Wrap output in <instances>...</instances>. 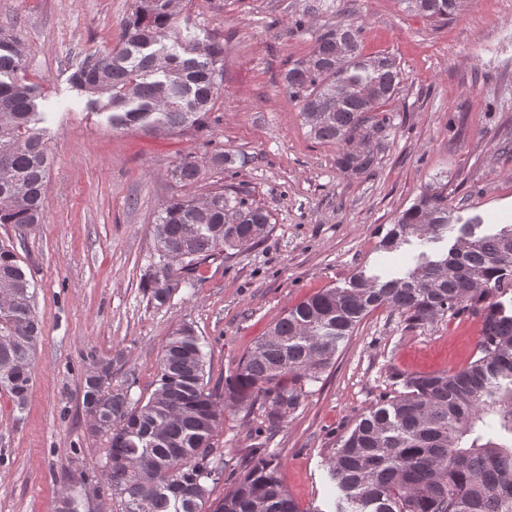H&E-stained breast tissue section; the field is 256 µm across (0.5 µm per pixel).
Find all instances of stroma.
<instances>
[{"mask_svg": "<svg viewBox=\"0 0 512 512\" xmlns=\"http://www.w3.org/2000/svg\"><path fill=\"white\" fill-rule=\"evenodd\" d=\"M134 5L0 0V28L21 45L50 157L42 223L22 238L0 224V246L14 247L36 285L42 323L25 408L0 388V512H56L79 472L98 488L84 512H122L103 474L107 438L91 431L82 405L88 352L111 358L113 384L134 376L130 396L145 399L163 346L189 324L205 343L209 386L220 391L288 308L359 271L405 265L406 251L380 244L426 186L446 188L459 220L512 224V13L501 0H467L445 25L409 14L401 0H179L181 36L223 43V80L203 125L157 134L112 129L72 80L89 54L118 43ZM347 21L362 25L365 54L395 56L404 76L384 106L392 130L371 176L337 168V146L309 137L282 85L319 33ZM220 151L235 163L214 166ZM188 155L203 167L192 184L173 175ZM218 189L268 211L270 232L211 257L194 286L154 305L145 275L158 213ZM481 328L472 309L417 328L383 307L362 320L266 440L301 512H333L326 460L357 417L401 391V375L466 366ZM255 442L254 423L226 408L215 438L225 471L239 469Z\"/></svg>", "mask_w": 512, "mask_h": 512, "instance_id": "1", "label": "stroma"}]
</instances>
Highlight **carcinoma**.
Listing matches in <instances>:
<instances>
[{
  "mask_svg": "<svg viewBox=\"0 0 512 512\" xmlns=\"http://www.w3.org/2000/svg\"><path fill=\"white\" fill-rule=\"evenodd\" d=\"M406 10L446 23L466 0H401ZM362 27L344 23L316 39L309 55L283 76V88L315 139L339 148L338 167L369 174L374 149L390 136V117L378 114L402 83L396 59L366 56ZM224 44L185 40L175 0H135L111 51L89 55L75 75L90 103L109 112L115 129L171 132L201 125L218 94ZM22 55L0 34V224L18 236L41 223L46 208L48 155L38 121L35 87L17 77ZM190 157L174 175L198 181ZM448 196L427 188L398 218L384 241L389 251L415 249L411 264L382 280L361 270L342 287L325 288L288 309L257 338L224 395L208 388L204 341L195 328L176 329L162 349L156 388L132 400L129 387L107 386L112 359L86 357L83 406L109 438L105 470L122 512H300L279 475V462L251 448L234 489L211 500L224 475L215 437L229 407L259 405L265 431L276 430L299 406L305 385L333 365L340 342L371 311L385 307L417 326L463 304L477 305L512 291V224L478 234L480 219L459 228L447 251L430 245L448 231ZM269 213L246 197L222 191L203 199H173L159 212L155 256L147 275L152 303L170 302L194 283L208 258L256 243ZM35 285L16 253L0 248V387L23 409L32 391L41 334ZM479 356L439 373L410 374L403 391L362 413L328 460L340 493L336 512H512V312L501 302L484 308Z\"/></svg>",
  "mask_w": 512,
  "mask_h": 512,
  "instance_id": "carcinoma-1",
  "label": "carcinoma"
}]
</instances>
